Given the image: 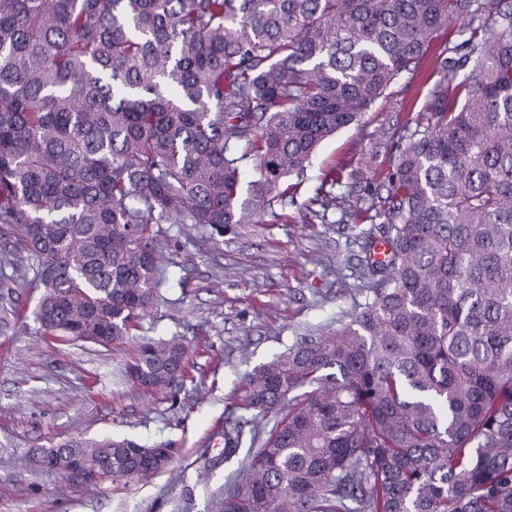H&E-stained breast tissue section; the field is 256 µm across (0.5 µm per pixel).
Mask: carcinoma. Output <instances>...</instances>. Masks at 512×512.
<instances>
[{"label":"carcinoma","instance_id":"obj_1","mask_svg":"<svg viewBox=\"0 0 512 512\" xmlns=\"http://www.w3.org/2000/svg\"><path fill=\"white\" fill-rule=\"evenodd\" d=\"M440 31L427 127L358 208L382 219L365 303L245 377L217 512H512V0H0V224L34 271L11 282L43 289L44 334L104 346L157 300L158 225L251 223ZM188 363L147 339L124 377L175 397ZM140 447L43 453L63 478L169 467Z\"/></svg>","mask_w":512,"mask_h":512}]
</instances>
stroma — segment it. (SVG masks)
<instances>
[{
    "mask_svg": "<svg viewBox=\"0 0 512 512\" xmlns=\"http://www.w3.org/2000/svg\"><path fill=\"white\" fill-rule=\"evenodd\" d=\"M441 78L428 56L403 74L360 121L321 145L293 202L257 224L223 234L191 224L164 227L167 280L132 338L107 347L44 335L37 288L11 287L12 234L0 233V512H213L222 490L241 483L239 460L209 466L223 446L224 417L244 377L299 337L348 320L365 300L361 242L342 210L362 205L392 169L397 134L429 112ZM343 199L325 222L307 223L317 191ZM181 339L191 378L178 397L123 378L139 338ZM74 437L165 443L168 470L142 481L74 485L30 461L34 449Z\"/></svg>",
    "mask_w": 512,
    "mask_h": 512,
    "instance_id": "stroma-1",
    "label": "stroma"
}]
</instances>
